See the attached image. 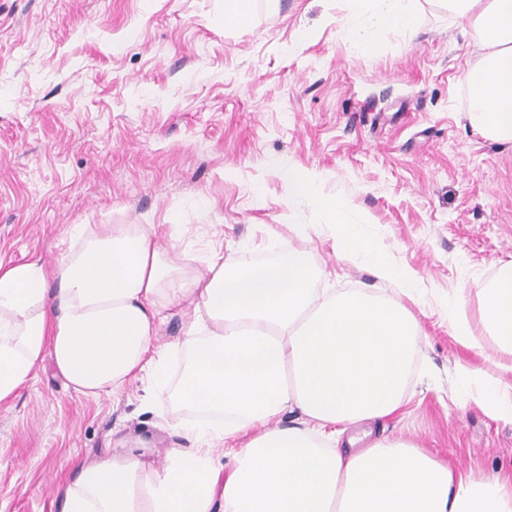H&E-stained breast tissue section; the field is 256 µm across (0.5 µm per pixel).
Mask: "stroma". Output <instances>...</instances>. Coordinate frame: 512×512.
<instances>
[{
    "mask_svg": "<svg viewBox=\"0 0 512 512\" xmlns=\"http://www.w3.org/2000/svg\"><path fill=\"white\" fill-rule=\"evenodd\" d=\"M0 0V263L54 266L74 224H152L200 267L302 249L319 287L393 296L367 259L335 255L328 217L292 196L312 172L417 288L406 403L365 424L476 478L512 482V422L457 405L466 366L512 359L485 328L481 288L512 266V143L470 124L474 31L418 0L414 32L374 50L348 31L350 0ZM476 339L457 341L449 304ZM177 405L150 380L84 396L45 361L0 404V512H62L77 462L124 446L160 464Z\"/></svg>",
    "mask_w": 512,
    "mask_h": 512,
    "instance_id": "35a3bbf8",
    "label": "stroma"
}]
</instances>
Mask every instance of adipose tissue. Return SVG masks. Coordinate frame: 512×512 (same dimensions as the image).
<instances>
[{
    "label": "adipose tissue",
    "mask_w": 512,
    "mask_h": 512,
    "mask_svg": "<svg viewBox=\"0 0 512 512\" xmlns=\"http://www.w3.org/2000/svg\"><path fill=\"white\" fill-rule=\"evenodd\" d=\"M433 2L477 36L478 60L464 74L471 125L512 143V0ZM355 4L363 21L350 34L368 50L419 23L417 0ZM287 180L292 195L331 215L338 254L366 257L378 278L411 295L415 275L386 261L340 200L322 196L308 172ZM171 248L150 224H76L55 267L0 263V402L49 359L82 395L117 393L146 374L195 413L171 419L195 445L168 449L164 466L125 448L78 464L62 512H512L506 483L456 474L404 439L341 449L352 425L404 404L420 325L402 303L362 289L318 292L319 272L298 250L235 267L216 254L191 271ZM483 296L484 324L512 356V269ZM175 307L190 314L171 344L185 358L172 386L153 340ZM467 378L477 404L512 422L511 382L476 370ZM294 410L306 426H275ZM219 442L233 445L230 464L215 454Z\"/></svg>",
    "instance_id": "ef3b65f1"
}]
</instances>
